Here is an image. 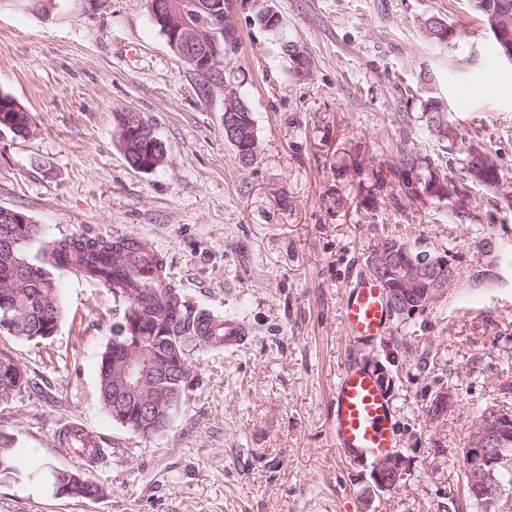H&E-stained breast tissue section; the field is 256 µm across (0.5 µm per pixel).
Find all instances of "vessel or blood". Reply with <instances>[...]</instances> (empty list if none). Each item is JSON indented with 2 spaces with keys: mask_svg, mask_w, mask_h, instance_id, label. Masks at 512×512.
Listing matches in <instances>:
<instances>
[{
  "mask_svg": "<svg viewBox=\"0 0 512 512\" xmlns=\"http://www.w3.org/2000/svg\"><path fill=\"white\" fill-rule=\"evenodd\" d=\"M348 335L372 340L383 335L389 314L382 290L373 281L357 284L343 303ZM198 335L217 339L225 350L247 344L250 328L235 317L201 319ZM335 444L345 459L373 463L397 446L392 403L373 375L361 367L348 366L340 373L332 398Z\"/></svg>",
  "mask_w": 512,
  "mask_h": 512,
  "instance_id": "1",
  "label": "vessel or blood"
}]
</instances>
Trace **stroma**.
<instances>
[{
    "mask_svg": "<svg viewBox=\"0 0 512 512\" xmlns=\"http://www.w3.org/2000/svg\"><path fill=\"white\" fill-rule=\"evenodd\" d=\"M282 33L250 25L226 58L252 110L260 152L239 162L224 138V89L201 95L149 18L147 0H69L43 14L0 0V92L31 116L0 131V206L40 229L27 251L71 237L128 240L156 251L188 311L230 314L246 346L186 354L190 374L171 424L145 438L99 399V365L127 302L71 270L54 271L63 308L47 340L0 333L32 387L0 406V433L24 453L0 474V512H476L459 468L487 406L512 408V270L475 282L483 240L512 249V207L467 185L461 210L406 196L395 160L438 168L457 155L426 133L422 102L440 98L461 133L483 144L512 187V65L469 0H272ZM435 17L463 33L435 48ZM303 49L295 72L283 40ZM136 113L167 147L152 172L132 168L118 115ZM376 191L378 205L360 202ZM463 253L461 275L426 316L392 321L419 345L446 347L424 371L406 360L392 398L399 448L414 468L393 495L365 501L367 464L343 461L331 398L346 363L378 342L347 335L342 303L387 233ZM447 376L455 404L432 420ZM77 423L102 453L86 461L56 436ZM79 470L102 489L75 499L30 472Z\"/></svg>",
    "mask_w": 512,
    "mask_h": 512,
    "instance_id": "1",
    "label": "stroma"
}]
</instances>
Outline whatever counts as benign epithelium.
Returning a JSON list of instances; mask_svg holds the SVG:
<instances>
[{
  "label": "benign epithelium",
  "instance_id": "benign-epithelium-1",
  "mask_svg": "<svg viewBox=\"0 0 512 512\" xmlns=\"http://www.w3.org/2000/svg\"><path fill=\"white\" fill-rule=\"evenodd\" d=\"M250 5L251 0H155L153 22L162 25L170 49L191 67L206 77L218 78L224 86V136L241 150L242 164L250 165L257 155L258 138L251 109L240 97L234 84L223 79V59L232 45L222 46L220 30L237 29V4ZM199 9L210 15L216 24L204 28L192 22L190 10ZM488 15L487 29L495 38L500 58L512 64V8L502 0L484 3ZM422 29L446 45L450 33L431 17L420 21ZM141 119L134 112L121 115L126 137L141 139ZM441 142H450L455 150L469 156L471 181L488 184L495 164L485 154L482 145L474 141H459L444 123L432 129ZM167 151L155 150L141 157L139 170L151 172L162 166ZM0 224L10 225V231L0 237V258L13 268V285L0 294V330L12 336H24L30 330V316L20 305L23 284L27 282L29 263L21 255L24 245L34 237L33 220L26 214L0 207ZM487 257L478 271L482 280L501 278L499 258L493 242H483ZM366 271L384 291L392 317L416 318L425 314L433 303L446 293L459 277V255L447 250H425L421 253L398 240H385L373 248L366 258ZM409 349V344L390 337L381 342V349L366 357L367 364L380 387L391 393L395 387L393 366ZM105 365L112 366V418L145 438L164 431L171 423L170 411L179 404L182 381L187 375L186 351L165 331H146L139 319L127 314L118 335L112 337V349L105 356ZM25 372L14 366L4 380L9 395L24 389ZM454 394L444 387L433 396L431 416H442L453 407ZM512 440V419L499 413L487 412L471 429L462 460L470 476V499L484 510L499 506L504 486L500 479L505 468L501 449ZM412 472L411 459L402 452H393L379 459L364 474L368 495L365 505L374 497L397 491Z\"/></svg>",
  "mask_w": 512,
  "mask_h": 512
}]
</instances>
